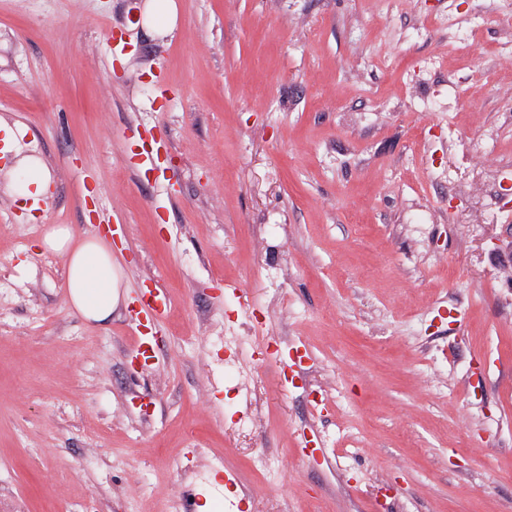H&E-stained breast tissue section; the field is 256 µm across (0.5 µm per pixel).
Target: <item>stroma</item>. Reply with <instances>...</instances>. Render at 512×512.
Masks as SVG:
<instances>
[{
	"instance_id": "35a3bbf8",
	"label": "stroma",
	"mask_w": 512,
	"mask_h": 512,
	"mask_svg": "<svg viewBox=\"0 0 512 512\" xmlns=\"http://www.w3.org/2000/svg\"><path fill=\"white\" fill-rule=\"evenodd\" d=\"M143 2L0 0V512H512V0ZM116 217L145 369L38 250ZM178 23V8L175 0H146L141 24L150 31L164 35L173 32ZM140 142V148L136 153L137 162L135 166L137 168L146 169L147 171L156 169L159 155L158 151L154 149V137L144 132L140 134ZM18 166L28 174V181L21 192V197H34L31 194V186H35L36 195L46 191L50 182V172L40 157H24L19 160ZM169 302L163 291L158 288H146L136 304L131 303L128 307L130 316L138 322V326L148 328L143 322L151 325L167 314Z\"/></svg>"
}]
</instances>
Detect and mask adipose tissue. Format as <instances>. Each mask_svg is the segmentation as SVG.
<instances>
[{
  "label": "adipose tissue",
  "instance_id": "obj_1",
  "mask_svg": "<svg viewBox=\"0 0 512 512\" xmlns=\"http://www.w3.org/2000/svg\"><path fill=\"white\" fill-rule=\"evenodd\" d=\"M39 246L64 259L65 288L74 310L91 322L111 318L120 299L121 270L111 244L99 236L77 235L67 225H54Z\"/></svg>",
  "mask_w": 512,
  "mask_h": 512
}]
</instances>
